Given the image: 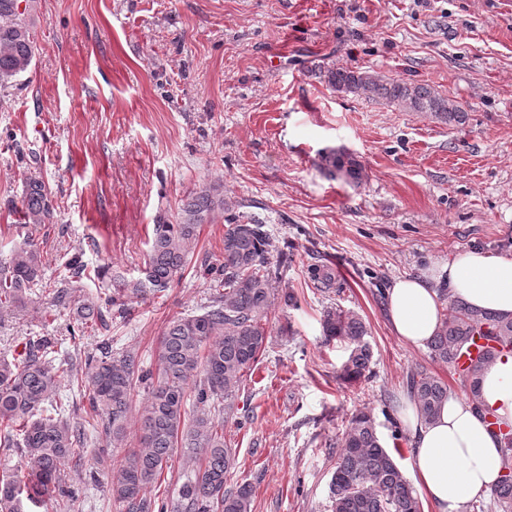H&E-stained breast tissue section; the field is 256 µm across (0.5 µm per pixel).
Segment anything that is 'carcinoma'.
I'll use <instances>...</instances> for the list:
<instances>
[{"mask_svg":"<svg viewBox=\"0 0 512 512\" xmlns=\"http://www.w3.org/2000/svg\"><path fill=\"white\" fill-rule=\"evenodd\" d=\"M24 7H19V3ZM34 0H0V86L26 72L35 58L27 18ZM329 86L342 96L369 94L402 112L426 114L452 127L463 125L465 112L454 100L429 83L383 79L357 67H330ZM321 168L332 178L358 184L363 171L358 160L344 151L321 156ZM239 205L224 198V184L211 183L190 193L176 223L153 225L141 277L133 292L156 296L170 288L189 264V245L203 224L224 215L223 262L206 269L210 301L203 312L171 319L160 337L156 368L142 369L137 354L114 353L110 347L83 351L86 334L108 326L112 307L123 292L110 288L107 266L94 270L107 284L96 294L81 292L90 278L77 256L49 289L50 305L67 310V340L73 351L61 352L59 338L31 336L25 352L0 357V454H20L25 472L0 464V512H30L51 500L70 498L65 463L82 462L91 446L85 433L93 425L99 442L124 441L136 388L144 386L147 402L139 419L135 447L110 463L109 491L119 512H165L148 493L158 486L174 450L179 448L196 464L179 489L185 512H250L252 487H227L235 468L233 449L224 440V423L236 417L238 392L244 376L265 350V325L275 301L272 283L277 271L268 256L266 224L258 216L245 217ZM23 241L0 256V314L26 307L28 291L43 279L46 266L33 233L51 224L55 208L44 182L29 177L21 199ZM429 344L433 360L453 365L456 357L477 340L490 343L469 367L464 380L469 397L478 401L480 375L505 349L512 351V320L480 313L452 301ZM325 341L346 345L340 378L352 385L369 372L372 352L365 340L362 319L339 307L323 312ZM68 382L86 399L89 409L71 416L59 388ZM409 386L427 419L438 414L448 399V385L426 371L413 373ZM505 474L492 495L512 505V433L504 437ZM330 512H422L417 492L377 435L373 416L358 412L346 430L329 483Z\"/></svg>","mask_w":512,"mask_h":512,"instance_id":"carcinoma-1","label":"carcinoma"}]
</instances>
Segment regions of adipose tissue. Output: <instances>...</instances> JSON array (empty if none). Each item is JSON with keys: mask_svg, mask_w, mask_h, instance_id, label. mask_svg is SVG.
Instances as JSON below:
<instances>
[{"mask_svg": "<svg viewBox=\"0 0 512 512\" xmlns=\"http://www.w3.org/2000/svg\"><path fill=\"white\" fill-rule=\"evenodd\" d=\"M441 283L450 298L512 319V253L460 252L434 275L396 279L386 294L392 330L413 348H426L441 327ZM478 403L493 409L500 423L512 426V356L483 370L478 401L449 396L429 420L420 415L415 400L406 403L403 421L415 445L412 484L435 512H469L503 473L504 441L490 431L482 412L475 411Z\"/></svg>", "mask_w": 512, "mask_h": 512, "instance_id": "obj_1", "label": "adipose tissue"}]
</instances>
